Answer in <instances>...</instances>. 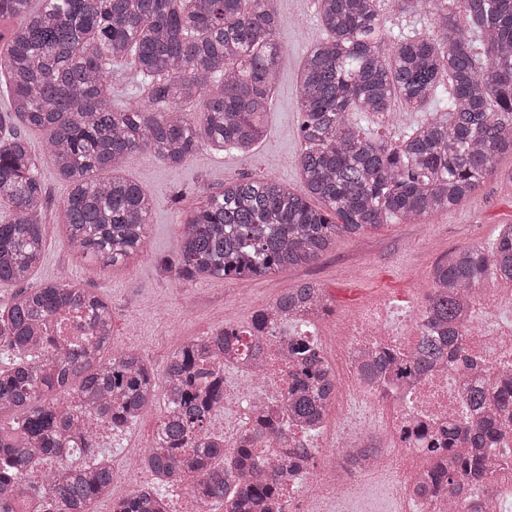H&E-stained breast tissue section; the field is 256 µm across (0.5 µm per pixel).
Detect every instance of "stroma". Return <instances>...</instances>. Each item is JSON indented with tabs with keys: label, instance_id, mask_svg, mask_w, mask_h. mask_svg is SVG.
I'll return each mask as SVG.
<instances>
[{
	"label": "stroma",
	"instance_id": "35a3bbf8",
	"mask_svg": "<svg viewBox=\"0 0 512 512\" xmlns=\"http://www.w3.org/2000/svg\"><path fill=\"white\" fill-rule=\"evenodd\" d=\"M283 21L277 31L282 47L266 134L252 152L237 154L202 147L187 163L174 167L148 152L132 155L123 170L153 198L143 255L109 267L96 256L71 253L62 202L68 184L43 156L45 136L29 131L30 148L40 157L39 173L46 190L42 215V260L31 285L67 271L81 287L112 303V350L136 347L155 368L188 338L209 335L228 325L250 322L254 313L279 293L303 280H313L333 297L331 312L315 323L322 336L332 335L337 318L387 299L425 304L431 292L429 274L449 250L470 244L491 245L498 227L512 224V154L501 156L481 188L457 206L428 217L422 224L393 222L355 237L338 239L334 249L315 263L245 279L212 278L181 283L158 266L159 258H175L181 247L180 212L192 206L198 189L223 188L225 182L273 175L288 185L300 183L301 114L298 76L309 48L323 36L314 0H282ZM194 302L185 313L186 302ZM153 415L130 425L103 453L128 461L130 469L115 473L110 498L96 503V512H112V501L125 495L138 473L132 464L149 445Z\"/></svg>",
	"mask_w": 512,
	"mask_h": 512
}]
</instances>
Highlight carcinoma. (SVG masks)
Here are the masks:
<instances>
[{
	"mask_svg": "<svg viewBox=\"0 0 512 512\" xmlns=\"http://www.w3.org/2000/svg\"><path fill=\"white\" fill-rule=\"evenodd\" d=\"M0 0V17L17 20L0 55V87L10 89L0 114V286L25 283L42 257L45 204L38 163L24 134L46 133L45 151L69 184L64 211L68 244L103 265L144 252L151 197L121 175L127 159L151 151L173 166L204 145L249 153L262 142L281 47L276 0ZM409 15L427 10L440 35L388 33L378 0H316L325 39L308 51L300 71V186L272 177L241 179L224 190H198L182 211L176 279L258 277L309 265L341 237L392 221L416 224L476 193L499 158L512 154V0H398ZM148 89L134 106L118 103L114 74ZM435 116L393 138L359 130V116L384 117L395 101ZM108 172L100 179L96 174ZM420 336L408 353L377 348L359 365L362 385L414 382L450 364L471 373L462 308L472 292L498 277L512 282V224L492 246L453 249L430 273ZM98 308L100 333L89 349L51 348L42 326L52 315ZM331 297L304 280L256 311L246 327L224 328L184 343L162 372L143 354L105 355L112 304L59 279L21 288L0 307V512H15L25 489L18 474L71 440L95 455L94 425L119 429L159 406L152 469L190 478L210 512H274L279 489L271 476L286 467L277 449L257 451L253 439L226 449L201 441L211 412L224 400V343H242L252 358L258 341L319 311ZM283 403L299 423L323 420L335 387L330 364L298 337ZM70 396L64 401L55 395ZM465 402L477 419L448 423V458L427 448L433 464L417 489L434 500L464 498L468 486L512 469L501 448L512 413V369L484 370ZM287 425L268 421L262 439ZM52 502L45 512H93L112 485L101 459L88 467L46 474ZM165 494L133 488L112 512H165Z\"/></svg>",
	"mask_w": 512,
	"mask_h": 512,
	"instance_id": "1",
	"label": "carcinoma"
}]
</instances>
